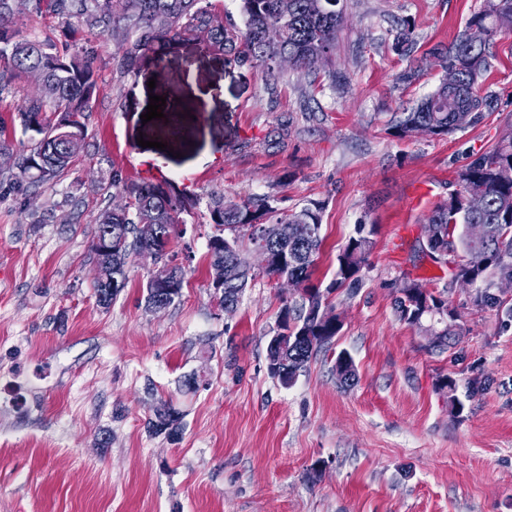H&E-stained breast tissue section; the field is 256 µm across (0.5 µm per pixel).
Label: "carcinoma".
<instances>
[{"label":"carcinoma","mask_w":512,"mask_h":512,"mask_svg":"<svg viewBox=\"0 0 512 512\" xmlns=\"http://www.w3.org/2000/svg\"><path fill=\"white\" fill-rule=\"evenodd\" d=\"M14 0H0V92L16 78L33 77L39 94L26 100L18 111L23 133L29 135L28 152L15 163L18 172L0 170V182L9 183L23 199L32 187L56 179L71 164L85 140L88 120L87 102L95 86L92 70L79 55L68 50L51 51V45L17 36L7 28L14 15ZM200 0H36L50 12L75 17L100 29L104 34L122 38L123 55L120 68L130 70L156 40L189 42L206 39L210 46L233 61H250L271 67L277 59L308 72L323 65L336 48V34L344 22L342 0H288V11H281V0H241L245 16V32L236 34L224 28V19L199 6ZM481 26L485 38L472 43L469 28ZM512 27V0H486L452 46L434 54L435 63L443 70L453 69L456 83L439 88L416 108L403 113L393 126L396 136L406 138L422 128L437 135H447L473 123L489 107L488 96L480 93L478 80L489 66L486 47L504 28ZM512 171V137L493 149L476 155L456 174V189L436 204L426 223L437 224L442 242L451 247L457 266L452 281L460 287L477 286L473 306L496 309L512 320V306L496 298L490 288L493 266L507 255L512 258V240L504 248L495 241L476 244L464 234L467 224H503L512 229V179L500 178L503 169ZM112 188L123 204L104 210L98 217L91 243L97 266L110 270V279L95 282L99 305L108 307L127 282L129 258L144 247L152 248L158 257L172 264L173 280L169 292L160 297L153 282L146 285V304L154 308L164 300L172 305L182 295L183 267L174 263L171 250L177 227L185 223L198 200L171 184H153L128 180L112 172ZM483 196L484 209L474 212L468 197ZM208 211L214 232L209 237L210 266L215 268L236 262L240 253L260 241L256 225L294 224V233L286 242H269L273 256L264 273L278 280L291 279L303 288L300 304H283L270 329L275 341L283 343L289 370L280 379L284 386L296 382L307 363L338 334L327 315L334 312L331 296L346 287L360 286V271L368 265L373 250V230L360 224L337 258L336 272L326 288L311 281L312 269L323 244L321 206L317 203L298 211L285 213L273 205L269 196H253L240 201L212 196ZM155 225L148 239L141 236L139 225ZM112 239V249L105 240ZM255 274L245 272L236 281L224 283L214 293L219 308L224 303L237 304L249 280ZM395 309L400 320L413 326L418 318L420 302L411 295L409 281L398 288ZM462 315L457 312L443 326L442 341L431 348L445 353L456 344L463 332ZM336 374L344 382L355 379L352 358L346 353L336 358ZM181 412L173 401L162 400L149 418V430L159 436L172 437L177 432Z\"/></svg>","instance_id":"obj_1"}]
</instances>
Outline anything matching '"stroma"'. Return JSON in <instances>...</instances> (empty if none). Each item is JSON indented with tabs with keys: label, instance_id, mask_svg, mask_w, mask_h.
<instances>
[{
	"label": "stroma",
	"instance_id": "stroma-1",
	"mask_svg": "<svg viewBox=\"0 0 512 512\" xmlns=\"http://www.w3.org/2000/svg\"><path fill=\"white\" fill-rule=\"evenodd\" d=\"M484 3L344 0L335 53L314 72L235 63L202 40L154 42L124 71L115 37L17 0L20 35L86 57L97 87L64 174L26 203L0 188V512H512V321L473 307L474 289L422 250L457 171L512 134V31L488 48L478 120L447 135L390 130L438 88L435 52ZM36 91L25 79L0 92L17 155L28 140L17 113ZM153 94L180 104L178 134L141 121ZM116 172L199 200L175 241L186 277L166 310L147 309L154 268L138 255L112 305L96 301L90 246L101 211L121 202ZM215 194L267 195L289 212L323 203L312 279L325 285L357 226L376 228L359 288L332 297L341 331L292 386L269 374L267 345L298 292L258 270L233 314L212 301ZM406 276L462 313L448 352L399 319ZM343 351L348 386L334 369ZM195 371L208 385L180 390ZM166 399L182 413L173 440L147 428Z\"/></svg>",
	"mask_w": 512,
	"mask_h": 512
}]
</instances>
